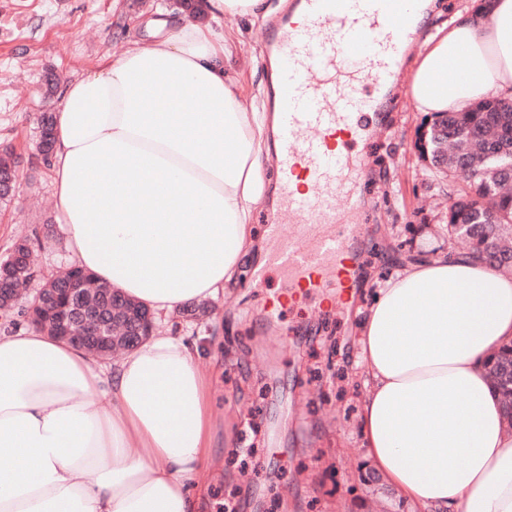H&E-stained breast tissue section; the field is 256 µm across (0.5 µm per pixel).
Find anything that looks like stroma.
Masks as SVG:
<instances>
[{
    "instance_id": "stroma-1",
    "label": "stroma",
    "mask_w": 512,
    "mask_h": 512,
    "mask_svg": "<svg viewBox=\"0 0 512 512\" xmlns=\"http://www.w3.org/2000/svg\"><path fill=\"white\" fill-rule=\"evenodd\" d=\"M266 19L250 23L224 14L220 26L242 32L231 65L240 75L247 111L269 110L273 74L264 52L270 20L285 12L287 0H267ZM191 22L180 0H0V153L18 159L14 199L0 202V258L15 242L40 231L34 252L41 271L8 315L0 335L24 326L23 313L44 277L71 267L57 223L52 174L38 158L40 113L57 108L45 96V75L64 80L92 71L103 56L127 42L148 37L147 19ZM411 63L403 57L391 87L379 103L378 131L361 150L358 200L349 221L361 225L354 244L358 272L387 278L397 260L428 249L467 251L465 240L449 239V195L463 182L438 172L422 159L418 134L429 118L418 112L406 87ZM286 275L266 267L261 284L247 283L229 299L209 304L199 318H187L182 334L236 318V332L248 345V385L239 369L224 374L218 405L243 438L234 455L245 462L248 482L232 490L236 512H275L291 499L294 512H403L396 493L374 477L364 458L357 406L337 371L357 344L355 316L334 282L289 294ZM248 374V375H249Z\"/></svg>"
}]
</instances>
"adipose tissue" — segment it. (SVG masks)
I'll use <instances>...</instances> for the list:
<instances>
[{
    "label": "adipose tissue",
    "mask_w": 512,
    "mask_h": 512,
    "mask_svg": "<svg viewBox=\"0 0 512 512\" xmlns=\"http://www.w3.org/2000/svg\"><path fill=\"white\" fill-rule=\"evenodd\" d=\"M208 20L131 41L65 84L49 160L73 262L154 316L112 365L30 326L0 336V512H209L242 482L218 436L215 336L185 309L232 294L268 242L252 224L275 112L246 111L210 20L265 0H207ZM427 30L409 75L417 111L512 99V0H470ZM365 458L410 512H512V433L488 376L512 346V279L462 252L399 264L356 320Z\"/></svg>",
    "instance_id": "adipose-tissue-1"
}]
</instances>
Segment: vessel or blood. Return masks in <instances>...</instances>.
<instances>
[{
    "mask_svg": "<svg viewBox=\"0 0 512 512\" xmlns=\"http://www.w3.org/2000/svg\"><path fill=\"white\" fill-rule=\"evenodd\" d=\"M407 0H297L268 37L280 62L276 163L284 214L297 238L269 262L296 281L341 265L357 227L341 223L337 200L351 201L359 132L374 109L373 89L388 83L409 46Z\"/></svg>",
    "mask_w": 512,
    "mask_h": 512,
    "instance_id": "1",
    "label": "vessel or blood"
}]
</instances>
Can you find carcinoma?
I'll use <instances>...</instances> for the list:
<instances>
[{
  "label": "carcinoma",
  "mask_w": 512,
  "mask_h": 512,
  "mask_svg": "<svg viewBox=\"0 0 512 512\" xmlns=\"http://www.w3.org/2000/svg\"><path fill=\"white\" fill-rule=\"evenodd\" d=\"M500 99L490 98L462 112L448 113V124L456 127L457 138L451 142L452 150L445 159L448 171L462 172L467 176V186L456 191V198L448 206V236L465 234L469 254L485 263L500 266L502 260L512 259V249L498 244L496 260L487 244L489 225L494 221L500 239L512 234V194L505 191L506 185L497 182L499 169L512 167V154L494 155L486 150V139L497 137L512 140V112L498 111ZM53 124V115L44 113L40 117L38 149L51 152L52 143L46 131ZM503 355L497 357L489 368L495 377L494 387L503 398L506 419L512 421V362L502 348Z\"/></svg>",
  "instance_id": "1"
}]
</instances>
